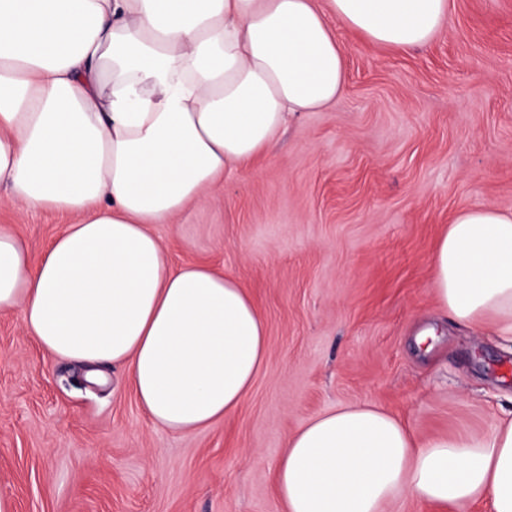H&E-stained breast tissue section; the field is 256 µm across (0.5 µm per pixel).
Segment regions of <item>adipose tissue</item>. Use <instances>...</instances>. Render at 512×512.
<instances>
[{
	"mask_svg": "<svg viewBox=\"0 0 512 512\" xmlns=\"http://www.w3.org/2000/svg\"><path fill=\"white\" fill-rule=\"evenodd\" d=\"M448 18V0H0V206L71 218L36 260L0 225V311L56 356L125 368L155 429L223 422L267 362L266 323L235 277L174 265L151 225L336 103L335 24L410 50ZM431 287L439 310L512 345V209H458ZM273 475L283 512H512V410L422 441L377 404H341L288 439Z\"/></svg>",
	"mask_w": 512,
	"mask_h": 512,
	"instance_id": "obj_1",
	"label": "adipose tissue"
}]
</instances>
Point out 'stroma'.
Wrapping results in <instances>:
<instances>
[{
  "mask_svg": "<svg viewBox=\"0 0 512 512\" xmlns=\"http://www.w3.org/2000/svg\"><path fill=\"white\" fill-rule=\"evenodd\" d=\"M424 47L345 28L336 104L297 115L255 169L154 225L172 260L235 276L269 356L224 422L155 430L123 368L41 349L0 312V496L13 512H282L271 465L310 418L375 402L422 440L484 432L512 351L437 311L431 257L463 206L512 208V0H448ZM69 221L0 210L40 251ZM435 328L432 349L416 344Z\"/></svg>",
  "mask_w": 512,
  "mask_h": 512,
  "instance_id": "35a3bbf8",
  "label": "stroma"
}]
</instances>
